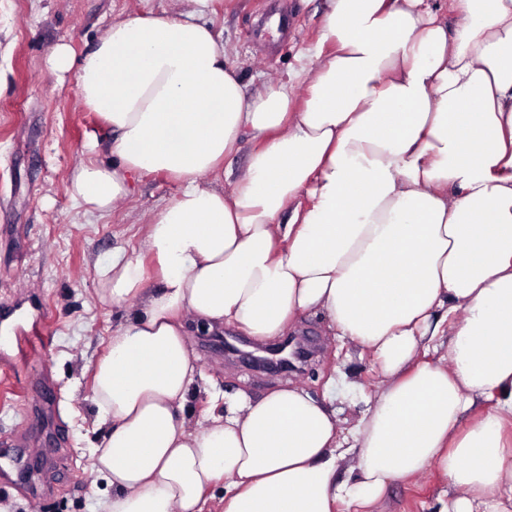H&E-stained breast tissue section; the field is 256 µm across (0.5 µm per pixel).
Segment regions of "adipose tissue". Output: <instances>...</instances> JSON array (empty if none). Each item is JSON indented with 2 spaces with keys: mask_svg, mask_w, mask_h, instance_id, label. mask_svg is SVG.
I'll return each mask as SVG.
<instances>
[{
  "mask_svg": "<svg viewBox=\"0 0 512 512\" xmlns=\"http://www.w3.org/2000/svg\"><path fill=\"white\" fill-rule=\"evenodd\" d=\"M320 40L335 52L296 111L284 84L246 95L194 12L117 19L80 60L50 54L119 159L73 171L85 214L135 174L179 186L144 254L96 270L101 304L129 309L93 366L100 512H336L433 468L453 490L442 512H512V0H332ZM307 316L385 378L350 432V480L335 408L301 386L187 419L192 331L265 341ZM441 338L447 362L418 361Z\"/></svg>",
  "mask_w": 512,
  "mask_h": 512,
  "instance_id": "1",
  "label": "adipose tissue"
}]
</instances>
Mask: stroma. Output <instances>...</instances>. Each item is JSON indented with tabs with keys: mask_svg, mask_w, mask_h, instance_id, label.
I'll use <instances>...</instances> for the list:
<instances>
[{
	"mask_svg": "<svg viewBox=\"0 0 512 512\" xmlns=\"http://www.w3.org/2000/svg\"><path fill=\"white\" fill-rule=\"evenodd\" d=\"M198 8L249 90L290 79L296 99L304 98L329 0H207L203 8L195 0H0V79L7 83L0 93V325L36 323L43 331L29 357L0 345V441L23 436L36 464L25 484L0 478V512H30L33 504L37 512H98L111 494L91 467L105 433L92 400V364L126 311L100 304L95 269L116 247L139 252L154 210L178 191L167 174L146 173L110 213L83 215L68 190L71 173L90 158L112 162L111 133L80 104L75 72L56 74L49 53L65 43L81 56L118 18ZM282 11L284 36L269 27ZM295 331L317 340L300 372L252 369L217 342L192 341L210 384L191 399L190 423L202 419L210 391L257 399L291 383L330 399L340 429H351L382 385L371 355L332 336L317 317ZM447 490L432 469L392 484L372 512H439Z\"/></svg>",
	"mask_w": 512,
	"mask_h": 512,
	"instance_id": "35a3bbf8",
	"label": "stroma"
}]
</instances>
